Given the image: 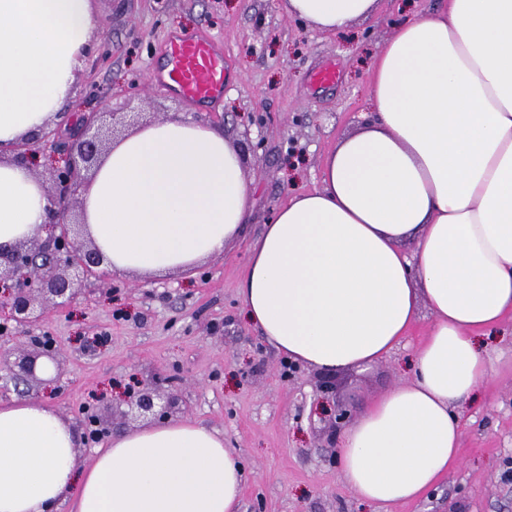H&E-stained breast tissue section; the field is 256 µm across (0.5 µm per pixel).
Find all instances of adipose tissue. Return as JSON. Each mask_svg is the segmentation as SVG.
Segmentation results:
<instances>
[{"instance_id": "adipose-tissue-1", "label": "adipose tissue", "mask_w": 512, "mask_h": 512, "mask_svg": "<svg viewBox=\"0 0 512 512\" xmlns=\"http://www.w3.org/2000/svg\"><path fill=\"white\" fill-rule=\"evenodd\" d=\"M380 0H281L321 32ZM91 0H0V145L54 120L94 50ZM371 116L321 163L322 186L277 209L250 248L247 320L324 372L372 364L433 319L409 382L339 436L363 501H415L460 463L461 410L494 368L481 337L512 313V0H447L396 26L370 64ZM254 187L222 132L180 115L115 139L81 198L112 270L186 272L224 253ZM50 200L31 166L0 156V245L40 231ZM412 249H403L405 241ZM70 420L0 406V512H239L243 470L224 436L188 419L122 432L79 466Z\"/></svg>"}]
</instances>
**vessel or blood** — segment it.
<instances>
[{
	"mask_svg": "<svg viewBox=\"0 0 512 512\" xmlns=\"http://www.w3.org/2000/svg\"><path fill=\"white\" fill-rule=\"evenodd\" d=\"M169 67L164 75L171 88L184 98L213 102L224 95L228 83L224 53L213 42L196 36L169 39Z\"/></svg>",
	"mask_w": 512,
	"mask_h": 512,
	"instance_id": "obj_1",
	"label": "vessel or blood"
}]
</instances>
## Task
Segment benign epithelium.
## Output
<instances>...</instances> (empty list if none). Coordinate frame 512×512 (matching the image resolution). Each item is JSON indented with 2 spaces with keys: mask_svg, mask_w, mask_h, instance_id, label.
I'll return each mask as SVG.
<instances>
[{
  "mask_svg": "<svg viewBox=\"0 0 512 512\" xmlns=\"http://www.w3.org/2000/svg\"><path fill=\"white\" fill-rule=\"evenodd\" d=\"M120 126L122 119L116 112L93 110L82 114L67 153L52 167L53 188L49 192L51 205L44 224L45 238L20 243L6 253L0 251V307L8 309L7 320L14 329V335L1 337L0 344H14L20 350L13 361L0 352V370L28 390L37 392L58 381L65 372L63 353L54 340L47 336L21 337L25 327L38 319L35 304L63 308L89 279L105 281L112 277L98 249L78 243L82 222L72 214V199L75 191L88 183L86 172L96 164ZM61 128L59 123L48 125L36 140L24 138L12 145L13 160L32 165L37 163L40 151L61 147ZM41 360L53 365L55 374L49 380L37 374ZM168 382L170 378L158 377L149 383H139L116 400H102V405L134 420L173 417L178 397L163 388ZM75 425L83 444L112 433V420L98 413L76 418Z\"/></svg>",
  "mask_w": 512,
  "mask_h": 512,
  "instance_id": "benign-epithelium-1",
  "label": "benign epithelium"
}]
</instances>
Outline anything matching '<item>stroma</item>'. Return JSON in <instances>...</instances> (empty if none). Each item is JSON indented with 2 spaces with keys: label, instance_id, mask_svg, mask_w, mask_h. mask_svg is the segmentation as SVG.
Returning a JSON list of instances; mask_svg holds the SVG:
<instances>
[{
  "label": "stroma",
  "instance_id": "35a3bbf8",
  "mask_svg": "<svg viewBox=\"0 0 512 512\" xmlns=\"http://www.w3.org/2000/svg\"><path fill=\"white\" fill-rule=\"evenodd\" d=\"M440 5L381 0L376 15L325 34L286 16L279 0H97L101 36L74 97L100 112L136 113L141 123L185 114L222 130L243 156L254 205L240 240L190 274L147 285L117 272L111 286L88 281L65 310H47L30 331L54 336L66 381L40 402L71 420L112 385L171 376L183 417L222 431L239 458L240 512H512L511 315L487 340L498 360L464 411L459 466L419 500L372 505L344 481L329 419L358 417L408 380L429 316L385 359L330 374L323 394L319 371L270 347L237 293L251 241L294 194L320 188L321 157L366 119L378 44L405 18ZM176 34L223 47L230 82L221 101L200 105L156 81ZM328 66L335 81L314 83Z\"/></svg>",
  "mask_w": 512,
  "mask_h": 512
}]
</instances>
